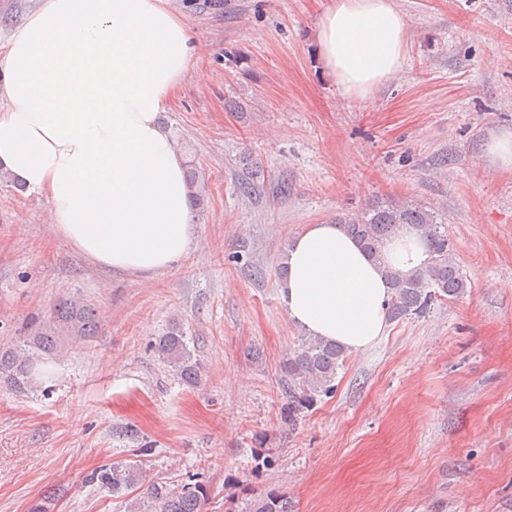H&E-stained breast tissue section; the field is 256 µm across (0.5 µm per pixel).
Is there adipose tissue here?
<instances>
[{
	"label": "adipose tissue",
	"mask_w": 512,
	"mask_h": 512,
	"mask_svg": "<svg viewBox=\"0 0 512 512\" xmlns=\"http://www.w3.org/2000/svg\"><path fill=\"white\" fill-rule=\"evenodd\" d=\"M328 75L364 94L399 70L392 0H333L317 33ZM198 50L171 0H38L0 44V171L48 203L53 232L104 270L149 278L191 249L184 159L159 121ZM430 253L413 231L375 262L339 224L291 241L279 292L289 319L346 351L388 327L386 269Z\"/></svg>",
	"instance_id": "obj_1"
}]
</instances>
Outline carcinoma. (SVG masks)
Returning a JSON list of instances; mask_svg holds the SVG:
<instances>
[{
    "mask_svg": "<svg viewBox=\"0 0 512 512\" xmlns=\"http://www.w3.org/2000/svg\"><path fill=\"white\" fill-rule=\"evenodd\" d=\"M186 183L194 206L202 207L205 173L194 165L188 167ZM338 223L376 261L381 260L386 242L406 229L417 231L427 241L431 258L425 268L410 274L385 270L392 287L389 320L421 316L436 303L456 300L467 292L468 279L455 261L454 244L436 212L412 201L394 204L376 201L361 215L341 218ZM99 325L100 315L94 304L81 298L59 301L49 315L31 323L18 345L0 348V382L19 392L28 390L39 361L61 354L73 338H91ZM154 350L159 359L174 368L183 384L199 383L200 362L189 349L188 336L179 323H172L158 337ZM344 359V349L330 341L318 336L300 339L281 365L282 427L290 433L295 431L298 421L318 398L333 393L337 371ZM90 481L114 494L124 489L139 491L126 505L127 512H203L208 500V488L199 480L174 484L154 479L143 465L131 462H114L109 468L91 473ZM244 512L292 510L287 494L269 491L246 503Z\"/></svg>",
    "mask_w": 512,
    "mask_h": 512,
    "instance_id": "cac0c4a2",
    "label": "carcinoma"
}]
</instances>
